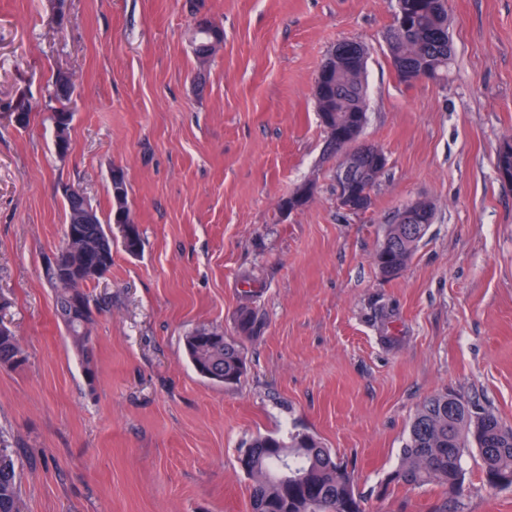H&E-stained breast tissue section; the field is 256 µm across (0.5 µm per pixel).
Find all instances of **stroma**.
Instances as JSON below:
<instances>
[{"label":"stroma","mask_w":512,"mask_h":512,"mask_svg":"<svg viewBox=\"0 0 512 512\" xmlns=\"http://www.w3.org/2000/svg\"><path fill=\"white\" fill-rule=\"evenodd\" d=\"M448 80L399 83L384 34L395 0H0V324L25 351L0 368V436L19 456L27 512H250L239 465L252 436L304 430L356 467L367 512H431L434 485L390 487L409 423L453 391L512 426V0H449ZM224 28L205 83L194 12ZM342 41L367 50L362 143L387 166L369 210L336 204L313 81ZM75 83L70 150L45 107ZM23 108L20 128L11 111ZM124 168L143 249L112 246L88 287L93 376L55 315L47 257L62 244L59 188L111 210ZM310 181L303 209L278 202ZM425 200L433 223L408 266L374 261L387 224ZM265 322L237 331L242 306ZM238 340L232 388L194 371L185 336ZM460 512H512L464 451ZM57 84L67 87L69 90L71 86L74 84L72 75L66 71V70H59L58 71V83L54 80L52 81V88L49 92V102L51 103L52 100V91H53V97L56 101H59L61 103V110L57 111L56 108H54L51 105V116L50 119L53 123L54 132H55V141H56V147L59 156L63 157L68 154V151L65 149V141L67 139V130H68V118L64 116V118L61 120L60 123L54 126V122L56 120V112H70V122L73 121V112H71L68 108L66 103H64L62 100L67 96L68 92H63V90L59 89L57 87Z\"/></svg>","instance_id":"1"}]
</instances>
